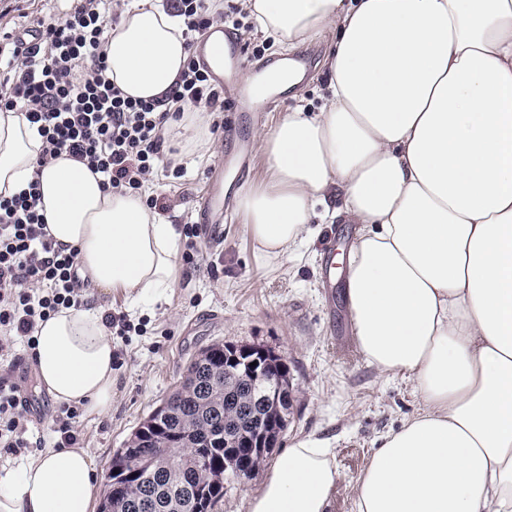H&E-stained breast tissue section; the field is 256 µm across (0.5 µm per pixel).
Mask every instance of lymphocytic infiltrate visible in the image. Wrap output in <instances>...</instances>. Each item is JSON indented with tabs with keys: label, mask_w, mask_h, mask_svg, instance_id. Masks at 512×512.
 Returning a JSON list of instances; mask_svg holds the SVG:
<instances>
[{
	"label": "lymphocytic infiltrate",
	"mask_w": 512,
	"mask_h": 512,
	"mask_svg": "<svg viewBox=\"0 0 512 512\" xmlns=\"http://www.w3.org/2000/svg\"><path fill=\"white\" fill-rule=\"evenodd\" d=\"M112 0H71L60 22L34 16L30 35L0 36V110L23 108L43 138L39 164L60 154L84 163L115 193L141 189L160 171L176 178L183 165L164 150L167 112L151 101L125 97L105 76L102 47L114 21ZM177 111L203 108L211 132L224 133V93L197 60L172 87ZM37 189L0 197V349L15 340L34 346L38 322L83 301L77 249L46 234ZM13 368H0V448L15 453L32 445L27 403Z\"/></svg>",
	"instance_id": "f902f5d3"
}]
</instances>
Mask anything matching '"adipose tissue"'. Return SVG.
Masks as SVG:
<instances>
[{
	"label": "adipose tissue",
	"instance_id": "ef3b65f1",
	"mask_svg": "<svg viewBox=\"0 0 512 512\" xmlns=\"http://www.w3.org/2000/svg\"><path fill=\"white\" fill-rule=\"evenodd\" d=\"M259 31L295 46L336 33L329 95L256 134L266 178L241 189L246 234L276 259L338 197L357 225L346 262L356 345L380 376L409 377L423 410L386 433L356 485L357 512H512V0H247ZM107 75L161 99L191 51L156 0L124 9ZM0 111V196L37 183L56 244L94 287L148 301L179 279L180 225L105 189ZM39 383L57 403L112 409V334L98 307L38 324ZM339 472L307 438L285 449L247 512H327ZM87 448L0 468V512H93Z\"/></svg>",
	"mask_w": 512,
	"mask_h": 512
}]
</instances>
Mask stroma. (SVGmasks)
Returning a JSON list of instances; mask_svg holds the SVG:
<instances>
[{"label":"stroma","instance_id":"stroma-1","mask_svg":"<svg viewBox=\"0 0 512 512\" xmlns=\"http://www.w3.org/2000/svg\"><path fill=\"white\" fill-rule=\"evenodd\" d=\"M9 12L0 29L23 31L31 15L61 21L67 0H5ZM335 41L333 31L298 46L311 60V73L287 91V101L257 121L233 120L236 107L224 101V135L204 159L184 160L185 174L150 176L143 195L162 194L181 209L174 221L194 224L207 194L208 181L224 151L238 140L271 129L282 113L325 102L324 59ZM315 235L277 261L259 254L244 231V216L232 209L221 239L197 238L195 261L180 264L179 280L168 301L141 302L120 292L88 289L89 300L124 313L133 330L112 338V410L103 417L78 413L74 427L89 448L99 480H106L112 457L131 434L178 387L190 361L214 343L261 345L284 356L292 386V408L279 443L250 477L224 486L212 512H246V499L266 480L281 452L312 437L333 448L340 478L329 512H356L355 487L380 437L417 412L421 401L406 377L381 378L358 351L344 296L340 269L326 270L328 251L348 253L354 225L314 217ZM32 399L30 425L51 435L65 415L40 388L27 380Z\"/></svg>","mask_w":512,"mask_h":512}]
</instances>
